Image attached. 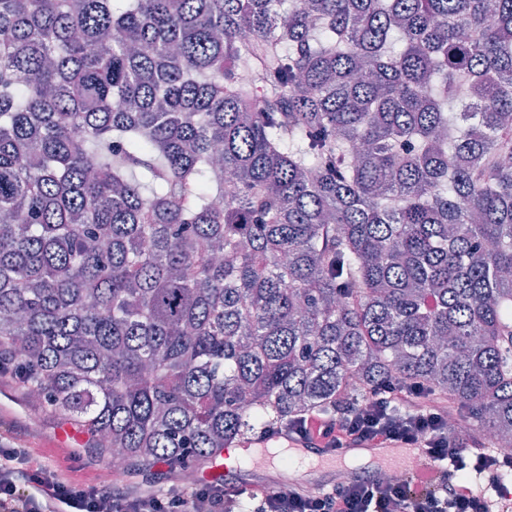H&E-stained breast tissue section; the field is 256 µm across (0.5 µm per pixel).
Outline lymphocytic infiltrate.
<instances>
[{"mask_svg": "<svg viewBox=\"0 0 512 512\" xmlns=\"http://www.w3.org/2000/svg\"><path fill=\"white\" fill-rule=\"evenodd\" d=\"M459 415L445 394L394 384L371 391L362 409L304 413L289 424V436L320 442L325 452L375 439L419 444L444 472L427 482L413 475L396 481L355 477L306 492L259 484L248 492L251 512H492L500 471L512 467V457L489 451L486 437L450 433L448 420ZM0 512H237V495L213 484L117 493L46 467L37 435L0 431Z\"/></svg>", "mask_w": 512, "mask_h": 512, "instance_id": "obj_1", "label": "lymphocytic infiltrate"}]
</instances>
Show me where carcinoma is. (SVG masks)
Masks as SVG:
<instances>
[{
    "label": "carcinoma",
    "instance_id": "1",
    "mask_svg": "<svg viewBox=\"0 0 512 512\" xmlns=\"http://www.w3.org/2000/svg\"><path fill=\"white\" fill-rule=\"evenodd\" d=\"M509 158L512 0H0V363L141 472L388 383L512 435Z\"/></svg>",
    "mask_w": 512,
    "mask_h": 512
}]
</instances>
